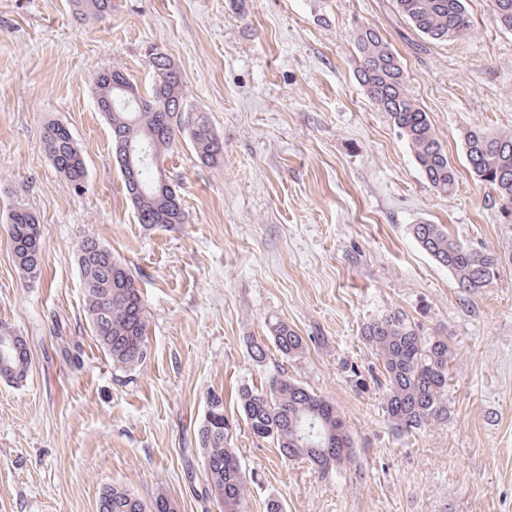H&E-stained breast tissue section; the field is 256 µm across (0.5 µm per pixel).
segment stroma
Here are the masks:
<instances>
[{
  "instance_id": "obj_1",
  "label": "stroma",
  "mask_w": 512,
  "mask_h": 512,
  "mask_svg": "<svg viewBox=\"0 0 512 512\" xmlns=\"http://www.w3.org/2000/svg\"><path fill=\"white\" fill-rule=\"evenodd\" d=\"M466 3L470 35L423 46L392 0H116L100 20L74 17L68 0H0V214L18 201L34 211L43 256L25 278L0 223V332L24 336L32 359L26 381H0V512H96L110 485L219 512L194 483L208 397L221 392L238 415L242 386L282 372L336 406L355 458L321 475L239 424L246 512L272 499L284 512H512V215L462 145L470 128L512 133V31L490 0ZM361 24L398 53L459 171L452 194L428 184L360 86ZM153 47L180 70L224 161L205 165L179 139L167 169L186 220L148 230L90 85L116 68L147 88ZM50 121L86 160L82 189L40 149ZM422 222L509 261L464 296L415 241ZM86 236L129 266L147 304L148 353L134 370L114 368L87 326ZM398 308L447 329L454 348L448 417L412 434L392 429L378 387L355 391L347 373H376L361 328ZM278 321L306 349L254 360L251 340Z\"/></svg>"
}]
</instances>
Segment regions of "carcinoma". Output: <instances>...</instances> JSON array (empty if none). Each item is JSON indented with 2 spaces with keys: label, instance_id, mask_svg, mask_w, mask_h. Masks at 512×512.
I'll return each mask as SVG.
<instances>
[{
  "label": "carcinoma",
  "instance_id": "cac0c4a2",
  "mask_svg": "<svg viewBox=\"0 0 512 512\" xmlns=\"http://www.w3.org/2000/svg\"><path fill=\"white\" fill-rule=\"evenodd\" d=\"M73 12L85 18L112 13L113 0H70ZM497 24L512 31V0H491ZM397 13L427 43L456 41L467 37L472 20L466 0H393ZM358 77L366 95L386 113L394 129L407 143L420 172L439 193L456 187L458 170L437 138L427 112L407 90L398 54L374 26L353 31ZM152 83L139 101L130 99L137 90L132 79L119 69L104 68L93 80L97 108L110 126L112 155L124 182L138 223L147 229L185 223L178 185L145 165L131 175L121 160L120 149L143 148L159 164L166 162L176 136L190 141L200 161L216 165L224 159V144L207 117L187 103L182 76L165 54L148 56ZM469 170L494 193L495 204L512 209V134L470 128L463 135ZM40 149L66 179L80 185L86 163L69 129L47 123ZM7 234L15 265L28 278L42 268L39 221L26 206L16 203L6 215ZM412 234L420 247L448 269L466 296L492 284L503 268L496 252L469 247L452 237L444 224H415ZM76 260L84 297V316L97 345L123 370L140 366L147 356V306L131 269L94 237L84 238ZM270 341L284 356L301 353L306 343L285 322L269 328ZM364 341L381 363L384 406L392 428L411 434L432 421L448 417L446 397L450 360L454 348L448 330L423 329L401 310L369 321L361 331ZM31 359L26 339L0 333V380L20 384L28 376ZM239 409L253 435L269 439L286 461L304 460L326 474L353 460L354 441L346 421L326 398L309 391L284 373L274 374L259 387L239 390ZM236 420L224 408V396L209 395L207 412L196 431L203 454L205 499H214L220 512H245L247 482L233 448ZM103 512H151L141 499L122 486L101 492Z\"/></svg>",
  "mask_w": 512,
  "mask_h": 512
}]
</instances>
